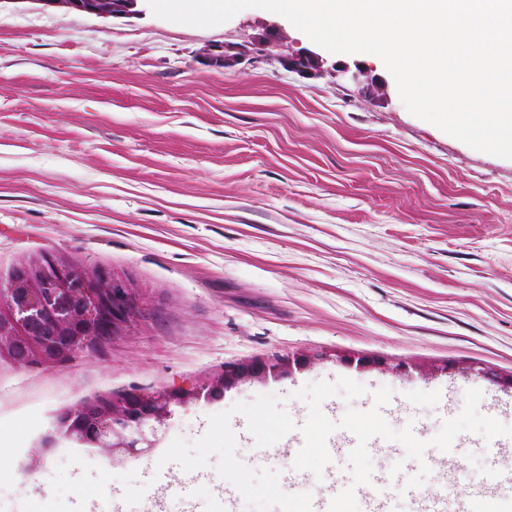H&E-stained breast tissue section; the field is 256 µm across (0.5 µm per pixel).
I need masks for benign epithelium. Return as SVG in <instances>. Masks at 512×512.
Segmentation results:
<instances>
[{"instance_id":"obj_1","label":"benign epithelium","mask_w":512,"mask_h":512,"mask_svg":"<svg viewBox=\"0 0 512 512\" xmlns=\"http://www.w3.org/2000/svg\"><path fill=\"white\" fill-rule=\"evenodd\" d=\"M38 2L97 16L132 17L143 15L147 0ZM319 62L314 52L288 58V65L296 71ZM0 302L10 311L9 317H0V353L26 365L55 366L126 334L146 315L140 296L127 282L54 263L18 271L8 284L0 286ZM304 365L300 357L261 359L227 368L208 386L128 391L115 398L88 399L57 414L55 428L44 437L43 447L51 448L66 439L110 448L114 454L147 453L154 447L155 423L171 416L173 407L189 399L210 398L246 379H276Z\"/></svg>"}]
</instances>
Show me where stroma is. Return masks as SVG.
<instances>
[{
    "label": "stroma",
    "mask_w": 512,
    "mask_h": 512,
    "mask_svg": "<svg viewBox=\"0 0 512 512\" xmlns=\"http://www.w3.org/2000/svg\"><path fill=\"white\" fill-rule=\"evenodd\" d=\"M246 54L212 63L223 45ZM257 8L202 28L145 13L98 17L0 0V283L45 261L108 272L136 288L147 318L128 334L53 367L0 355V512L49 500L68 453L147 487L113 508L120 482L87 512H153L150 480L168 485L165 512H224L213 468L159 459L175 438L205 434L211 415L260 394L285 398L297 425L268 448L244 416L230 421L237 455L289 472L308 415L302 386L340 376L368 392L333 397L323 413L373 405L421 440L457 416L466 390L512 425V160L477 151L408 112L385 65L321 51ZM371 70V96L341 72ZM273 355L310 363L175 407L145 455L112 456L64 440L42 447L56 413L133 389L205 385L226 365ZM369 367L347 365L350 357ZM484 439L463 433L454 455L368 442L374 474L395 463L405 483L427 463L422 493L452 470L459 494L485 476Z\"/></svg>",
    "instance_id": "1"
}]
</instances>
